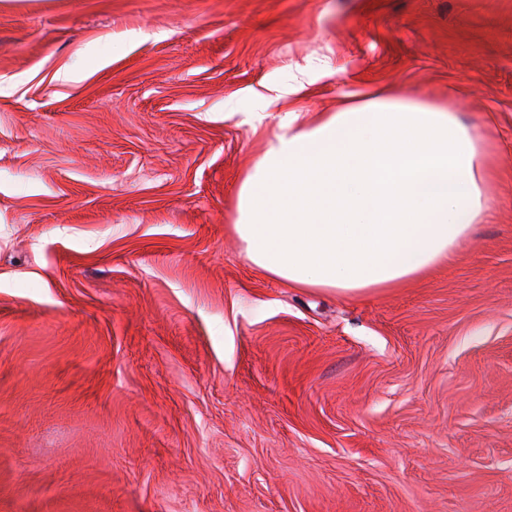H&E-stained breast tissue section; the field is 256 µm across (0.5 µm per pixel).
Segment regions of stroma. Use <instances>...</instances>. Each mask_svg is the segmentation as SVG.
Instances as JSON below:
<instances>
[{
	"label": "stroma",
	"mask_w": 512,
	"mask_h": 512,
	"mask_svg": "<svg viewBox=\"0 0 512 512\" xmlns=\"http://www.w3.org/2000/svg\"><path fill=\"white\" fill-rule=\"evenodd\" d=\"M301 72L458 112L493 222L372 294L252 264ZM0 512H512V0H0ZM308 85L304 80H295L288 87H281L276 84L264 86V91L252 90L251 94L263 105L288 103V108L305 97Z\"/></svg>",
	"instance_id": "stroma-1"
}]
</instances>
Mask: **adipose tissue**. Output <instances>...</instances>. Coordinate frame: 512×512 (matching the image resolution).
I'll return each instance as SVG.
<instances>
[{
    "mask_svg": "<svg viewBox=\"0 0 512 512\" xmlns=\"http://www.w3.org/2000/svg\"><path fill=\"white\" fill-rule=\"evenodd\" d=\"M307 88L254 93L290 110L238 192L232 230L253 264L300 288L372 293L452 260L490 219L491 159L457 113L374 91L305 122Z\"/></svg>",
    "mask_w": 512,
    "mask_h": 512,
    "instance_id": "adipose-tissue-1",
    "label": "adipose tissue"
}]
</instances>
